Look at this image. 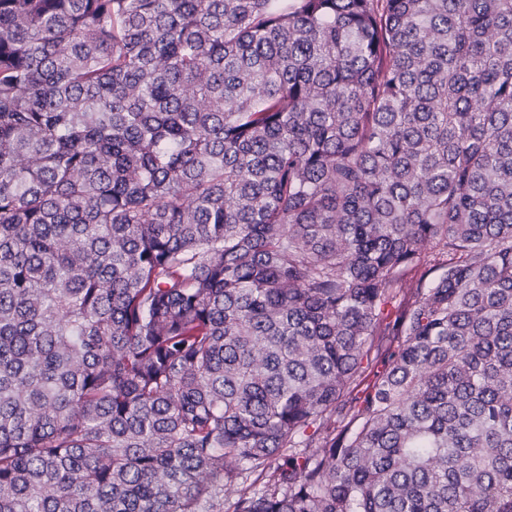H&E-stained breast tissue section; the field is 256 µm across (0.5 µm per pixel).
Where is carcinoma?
<instances>
[{"mask_svg": "<svg viewBox=\"0 0 512 512\" xmlns=\"http://www.w3.org/2000/svg\"><path fill=\"white\" fill-rule=\"evenodd\" d=\"M228 495L512 512V0H0V512Z\"/></svg>", "mask_w": 512, "mask_h": 512, "instance_id": "carcinoma-1", "label": "carcinoma"}]
</instances>
